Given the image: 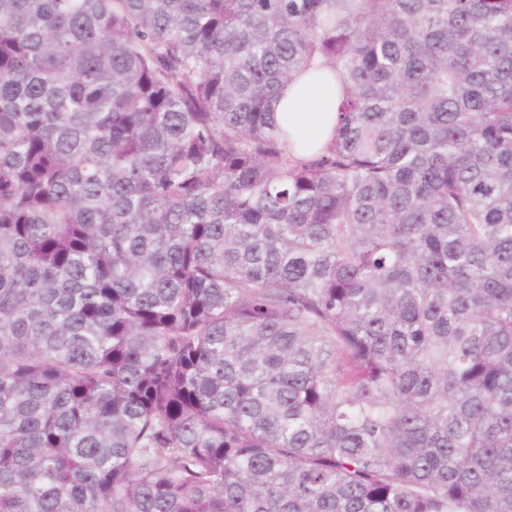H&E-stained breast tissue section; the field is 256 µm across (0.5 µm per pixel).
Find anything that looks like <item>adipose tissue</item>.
Returning <instances> with one entry per match:
<instances>
[{
	"mask_svg": "<svg viewBox=\"0 0 512 512\" xmlns=\"http://www.w3.org/2000/svg\"><path fill=\"white\" fill-rule=\"evenodd\" d=\"M339 98L333 75L324 68L285 88L277 119L287 127L292 146L305 141L321 146L329 142L336 126Z\"/></svg>",
	"mask_w": 512,
	"mask_h": 512,
	"instance_id": "obj_1",
	"label": "adipose tissue"
}]
</instances>
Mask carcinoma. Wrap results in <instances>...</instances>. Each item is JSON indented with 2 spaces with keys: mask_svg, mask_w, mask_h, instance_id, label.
Wrapping results in <instances>:
<instances>
[{
  "mask_svg": "<svg viewBox=\"0 0 512 512\" xmlns=\"http://www.w3.org/2000/svg\"><path fill=\"white\" fill-rule=\"evenodd\" d=\"M0 512H512V0H0ZM285 88L277 107V119L288 127L296 151L306 141L327 144L336 126V109L341 96L333 74L326 68Z\"/></svg>",
  "mask_w": 512,
  "mask_h": 512,
  "instance_id": "1",
  "label": "carcinoma"
}]
</instances>
